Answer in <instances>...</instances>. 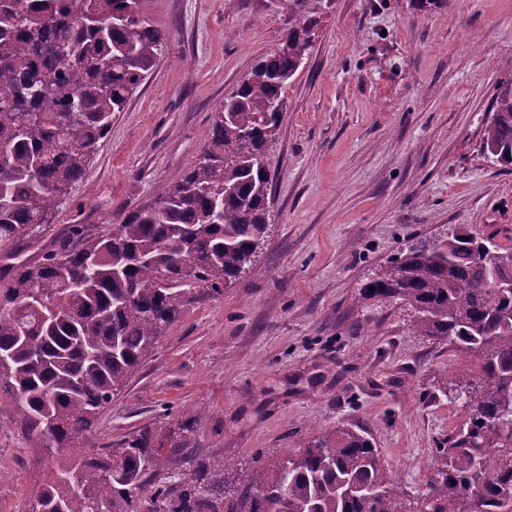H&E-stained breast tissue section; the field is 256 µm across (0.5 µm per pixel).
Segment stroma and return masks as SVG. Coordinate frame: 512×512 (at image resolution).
I'll return each instance as SVG.
<instances>
[{
    "label": "stroma",
    "mask_w": 512,
    "mask_h": 512,
    "mask_svg": "<svg viewBox=\"0 0 512 512\" xmlns=\"http://www.w3.org/2000/svg\"><path fill=\"white\" fill-rule=\"evenodd\" d=\"M143 10L165 51L39 228L40 245L179 181L226 96L296 20L285 0H144ZM317 12L267 154L262 249L221 293L184 306L91 444L146 430L170 449L181 411L194 409L191 447L242 479L353 423L420 497L437 448L468 415L454 392L471 359L412 331L409 305L361 288L418 240L512 229V166L483 150L496 90L512 79V0H320ZM47 467L18 424H0V512H30Z\"/></svg>",
    "instance_id": "stroma-1"
}]
</instances>
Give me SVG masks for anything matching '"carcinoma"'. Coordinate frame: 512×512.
<instances>
[{
	"label": "carcinoma",
	"instance_id": "cac0c4a2",
	"mask_svg": "<svg viewBox=\"0 0 512 512\" xmlns=\"http://www.w3.org/2000/svg\"><path fill=\"white\" fill-rule=\"evenodd\" d=\"M224 99L205 161L137 210L102 227L74 224L39 256L33 233L81 180L112 116L124 110L166 44L142 0H0V394L21 430L55 455L91 439L193 290L217 293L252 262L269 216L266 151L307 59L317 4ZM484 148L512 165V81L500 85ZM455 233L392 258L364 291L398 298L412 328L475 361L467 419L440 447L428 494L389 478L369 432L347 424L287 450L226 489L222 458L187 481L150 432L72 457L38 477L33 512H512V247ZM192 263L195 280L183 281ZM178 423L172 447L195 432Z\"/></svg>",
	"mask_w": 512,
	"mask_h": 512
}]
</instances>
